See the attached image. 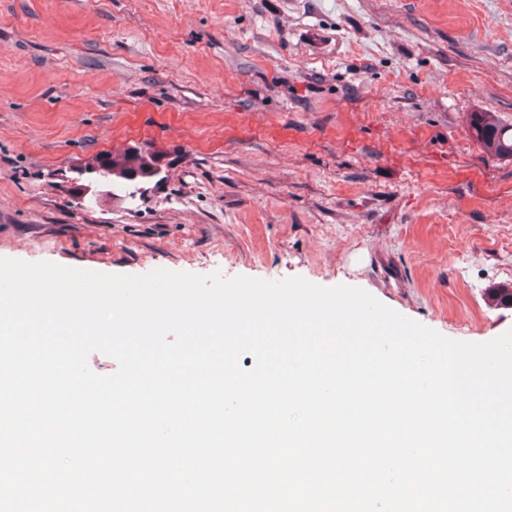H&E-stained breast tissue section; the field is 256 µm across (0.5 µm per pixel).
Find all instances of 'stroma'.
Instances as JSON below:
<instances>
[{"instance_id":"35a3bbf8","label":"stroma","mask_w":512,"mask_h":512,"mask_svg":"<svg viewBox=\"0 0 512 512\" xmlns=\"http://www.w3.org/2000/svg\"><path fill=\"white\" fill-rule=\"evenodd\" d=\"M512 0H0V258L364 289L458 341L512 329ZM147 144L161 184L81 204ZM469 129L480 148L491 158H512V128L504 127L493 112H473Z\"/></svg>"}]
</instances>
